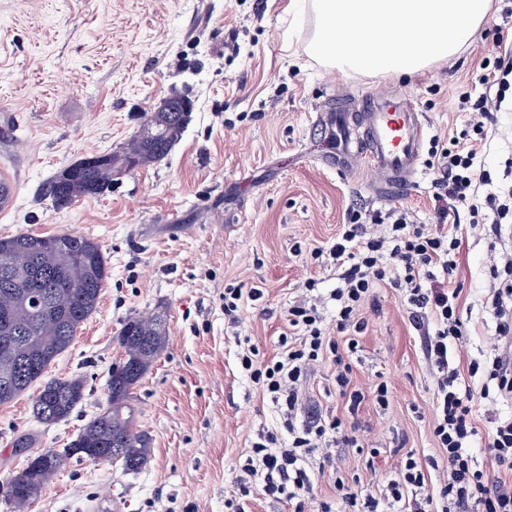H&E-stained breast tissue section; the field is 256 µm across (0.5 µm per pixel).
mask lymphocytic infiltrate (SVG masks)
<instances>
[{"label": "lymphocytic infiltrate", "mask_w": 512, "mask_h": 512, "mask_svg": "<svg viewBox=\"0 0 512 512\" xmlns=\"http://www.w3.org/2000/svg\"><path fill=\"white\" fill-rule=\"evenodd\" d=\"M478 80L486 86L485 94L459 97L460 109L469 114L465 128L452 137L451 148L430 153L429 164L440 173L433 184L437 224L416 223L412 212L398 206L373 211L365 219L356 215L341 225L326 253L336 270L337 286L331 295L336 329L349 334L347 345L324 334L319 302L303 301L288 310V325L297 336L282 339L279 360L258 366L252 357L243 356V368L277 405L290 437L284 446L277 432L261 435L253 457L242 468L243 494L259 487L294 502L303 512L304 497L313 489L309 461L316 450L329 443L350 445L339 419L301 413L300 391L309 367L330 358L336 363L337 391L348 394L350 410L358 409L362 395L348 390L352 366L343 354L356 352L359 346L353 334L363 327L358 317L363 302L372 288L386 284L401 289L411 319L422 331L423 353L438 372L433 436L447 454L448 482L428 492L430 512H512V415L495 419L485 433L475 421L478 400L512 399V253L491 252L489 286L482 300L493 316L496 335L506 345L492 356L471 360L467 369L448 357L449 342L470 334L462 315V290L437 284L439 277H452L458 266L464 234L461 211H468L475 225L484 210H491V232L496 237L502 232V216L512 212V206L487 190L488 180L477 176L475 163L477 145L487 137L486 120L502 109L512 91V67L484 70ZM371 224L377 225V232H368ZM479 439L490 460L486 468L471 452Z\"/></svg>", "instance_id": "f902f5d3"}]
</instances>
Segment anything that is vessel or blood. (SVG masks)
<instances>
[{
	"mask_svg": "<svg viewBox=\"0 0 512 512\" xmlns=\"http://www.w3.org/2000/svg\"><path fill=\"white\" fill-rule=\"evenodd\" d=\"M320 127L336 142L337 170L366 165L381 196L412 189L421 175L426 118L404 94L369 93L360 113L341 108L326 112Z\"/></svg>",
	"mask_w": 512,
	"mask_h": 512,
	"instance_id": "vessel-or-blood-1",
	"label": "vessel or blood"
}]
</instances>
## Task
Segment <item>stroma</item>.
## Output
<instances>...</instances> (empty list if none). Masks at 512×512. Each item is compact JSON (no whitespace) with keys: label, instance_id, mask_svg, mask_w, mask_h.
Returning a JSON list of instances; mask_svg holds the SVG:
<instances>
[{"label":"stroma","instance_id":"1","mask_svg":"<svg viewBox=\"0 0 512 512\" xmlns=\"http://www.w3.org/2000/svg\"><path fill=\"white\" fill-rule=\"evenodd\" d=\"M492 2L489 22L456 56L397 77L314 61L311 16L289 32L296 0H0V169L19 190L15 206L0 214V238L75 232L97 242L111 268L95 312L47 370L51 378L84 379L85 397L71 416L38 423L30 390L0 405V512H15L4 486L26 466L14 439L33 433L40 449L76 439L108 405L123 322L156 314L168 342L135 401L134 430L148 439L149 464L129 473L69 460L26 512H228L260 433L288 440L243 355L253 348L259 362L273 361L289 333L288 309L305 299L310 279L324 298V331L336 336V271L317 253L335 241L353 207L391 204L417 223L437 221L431 167L384 202L371 192L368 168L324 165L320 157L332 147L312 128L318 110L340 96L354 109L365 93L395 89L425 113L427 140L447 138L467 119L460 94L484 91L476 76L498 34L512 36V0ZM174 93L187 95L193 110L168 156L115 178L111 195L52 207L42 193L50 177L88 154L118 150ZM486 126L477 169L496 179L512 154V112L495 113ZM489 242L488 221L465 226L452 282L462 288L471 334L450 344L456 362L498 347L479 303ZM228 288L246 293L233 321L224 315ZM360 316L350 383L364 395L358 410L337 392L332 360L311 367L301 389L303 409L340 417L359 442L316 452L305 512H321L325 502L342 512L339 477L378 497V512H399L381 492L411 455L438 462L428 490L448 481L446 454L432 436L436 369L401 291L374 289ZM380 382L388 387L384 406L374 394Z\"/></svg>","mask_w":512,"mask_h":512}]
</instances>
